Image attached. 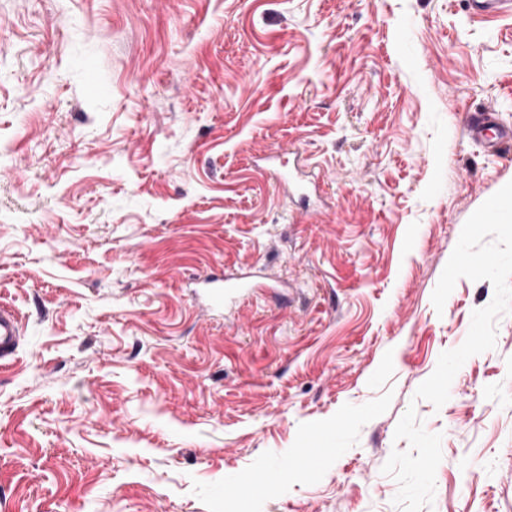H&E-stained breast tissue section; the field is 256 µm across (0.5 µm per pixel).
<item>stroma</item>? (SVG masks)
Masks as SVG:
<instances>
[{"label":"stroma","mask_w":512,"mask_h":512,"mask_svg":"<svg viewBox=\"0 0 512 512\" xmlns=\"http://www.w3.org/2000/svg\"><path fill=\"white\" fill-rule=\"evenodd\" d=\"M482 109L512 125V13L467 0H0V512H401L410 408L423 512H512V313L414 398L495 295L431 300L512 181ZM219 270L256 292L206 309ZM468 133L487 151L498 153L512 144V126L501 122L495 112L476 111L469 122ZM23 330L17 314L9 307L0 306V360L11 358L17 352Z\"/></svg>","instance_id":"obj_1"}]
</instances>
